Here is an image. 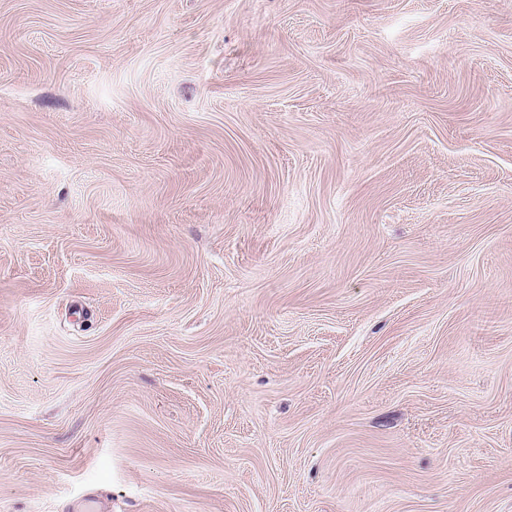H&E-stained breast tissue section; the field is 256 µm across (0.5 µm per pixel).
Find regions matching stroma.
<instances>
[{
    "label": "stroma",
    "instance_id": "35a3bbf8",
    "mask_svg": "<svg viewBox=\"0 0 512 512\" xmlns=\"http://www.w3.org/2000/svg\"><path fill=\"white\" fill-rule=\"evenodd\" d=\"M0 512H512V0H0Z\"/></svg>",
    "mask_w": 512,
    "mask_h": 512
}]
</instances>
